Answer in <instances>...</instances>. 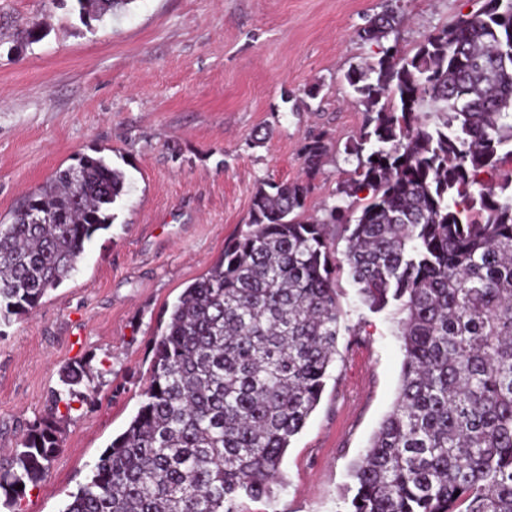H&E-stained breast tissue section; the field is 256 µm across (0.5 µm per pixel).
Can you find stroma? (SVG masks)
<instances>
[{"instance_id": "1", "label": "stroma", "mask_w": 512, "mask_h": 512, "mask_svg": "<svg viewBox=\"0 0 512 512\" xmlns=\"http://www.w3.org/2000/svg\"><path fill=\"white\" fill-rule=\"evenodd\" d=\"M483 0H403L397 45L411 52ZM72 0H0V224L80 154L127 176L109 230L30 315L0 325V460L43 415L61 370L98 371L74 397L62 446L22 512H64L71 493L136 414L156 338L189 284L251 221L256 188L304 175L302 147L333 149L306 214L358 199L337 189L363 112L345 75L376 46L356 31L381 0H133L84 25ZM41 32L39 41L23 37ZM319 86L317 98L305 89ZM344 330L321 401L283 462L273 498L243 512H345L351 465L391 410L402 353L392 323L338 280Z\"/></svg>"}]
</instances>
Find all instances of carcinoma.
<instances>
[{"mask_svg": "<svg viewBox=\"0 0 512 512\" xmlns=\"http://www.w3.org/2000/svg\"><path fill=\"white\" fill-rule=\"evenodd\" d=\"M75 2L100 21L134 0ZM403 18L384 0L357 30L379 57L345 75L363 124L338 194L368 191L360 214L334 204L304 217L323 136L302 147L305 178L256 188L251 224L173 304L136 415L64 512H243L271 497L336 361L344 273L391 317L403 354L393 409L350 469L346 512H512V0H484L412 54L382 45ZM125 193L121 169L83 155L0 224V323L76 270ZM329 224L343 229L341 251ZM94 379L86 362L62 371L0 463L4 505L46 476L59 404L71 410Z\"/></svg>", "mask_w": 512, "mask_h": 512, "instance_id": "cac0c4a2", "label": "carcinoma"}]
</instances>
